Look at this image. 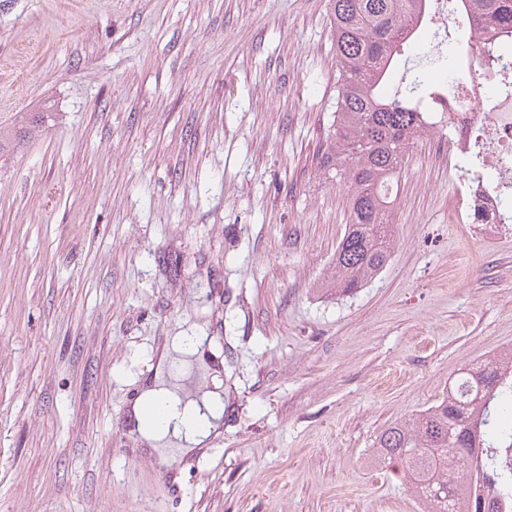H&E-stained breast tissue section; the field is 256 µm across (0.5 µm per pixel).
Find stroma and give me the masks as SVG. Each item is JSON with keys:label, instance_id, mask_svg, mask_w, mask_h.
I'll return each mask as SVG.
<instances>
[{"label": "stroma", "instance_id": "35a3bbf8", "mask_svg": "<svg viewBox=\"0 0 512 512\" xmlns=\"http://www.w3.org/2000/svg\"><path fill=\"white\" fill-rule=\"evenodd\" d=\"M331 0H0V512H420L377 436L512 348V224H453L414 145L395 245L337 296ZM221 365L222 431L123 427L165 342ZM45 112H16L13 122L6 127L0 126V154L14 151L24 141L39 133L44 124ZM201 341L202 336H197L194 332L188 334L187 331H182L176 336H172L170 341L163 347L160 354L161 362L174 360L176 353L195 355Z\"/></svg>", "mask_w": 512, "mask_h": 512}]
</instances>
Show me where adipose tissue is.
I'll return each mask as SVG.
<instances>
[{"mask_svg": "<svg viewBox=\"0 0 512 512\" xmlns=\"http://www.w3.org/2000/svg\"><path fill=\"white\" fill-rule=\"evenodd\" d=\"M225 403L220 390L204 394L201 400H181L156 374L152 387L144 390L132 405L135 431L141 443L159 455L188 454L219 432Z\"/></svg>", "mask_w": 512, "mask_h": 512, "instance_id": "adipose-tissue-1", "label": "adipose tissue"}]
</instances>
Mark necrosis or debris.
Returning a JSON list of instances; mask_svg holds the SVG:
<instances>
[{
    "label": "necrosis or debris",
    "instance_id": "obj_1",
    "mask_svg": "<svg viewBox=\"0 0 512 512\" xmlns=\"http://www.w3.org/2000/svg\"><path fill=\"white\" fill-rule=\"evenodd\" d=\"M464 69L468 78L460 94L447 103L456 129L448 143V162L453 165L481 155L492 165L496 179L488 182L479 175L463 178L454 199V218L459 224H470L477 218L496 224L501 200L512 192V96L496 92L498 78L488 74L478 53L466 55Z\"/></svg>",
    "mask_w": 512,
    "mask_h": 512
}]
</instances>
